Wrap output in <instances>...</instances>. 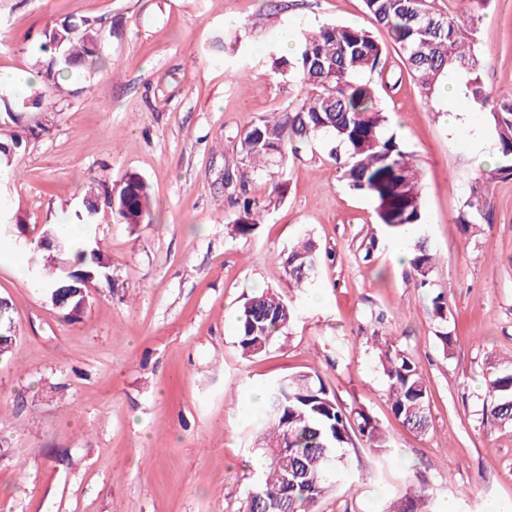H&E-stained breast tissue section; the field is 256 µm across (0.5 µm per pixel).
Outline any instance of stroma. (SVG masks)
Here are the masks:
<instances>
[{
  "label": "stroma",
  "instance_id": "obj_1",
  "mask_svg": "<svg viewBox=\"0 0 512 512\" xmlns=\"http://www.w3.org/2000/svg\"><path fill=\"white\" fill-rule=\"evenodd\" d=\"M85 21L99 33L98 66L74 70L58 96L42 85L23 96L0 90V138H23L0 206L39 232L130 173L145 178L155 205L144 224L96 216L91 234L109 267L75 320L34 287L27 247L0 235V296L16 333L0 362V512H236L259 480L255 433L239 428V415L268 381L314 369L388 441L348 449L317 512H380L421 476L434 505L512 512V425L481 416L487 359L512 355V178L491 185L493 223L462 232L455 219L479 173L474 154L495 150L493 133L477 149L467 127L449 128V111L468 109L455 80L451 96L426 99L392 51L387 67L402 82L379 93L421 174L418 234L439 256L431 287L447 293L455 319L446 351L395 256L410 242L380 236L373 203L339 179L324 144L252 177L249 194L266 210L251 236L234 231L240 213L224 176L240 167V137L299 99L271 70V47L282 30L325 23L388 42L363 0H0V69L34 71L46 31ZM477 39L485 87L512 98V0H490ZM304 238L336 259L295 288L283 260ZM264 288L299 317L246 360L237 315ZM376 335L419 367L428 432H409L391 413Z\"/></svg>",
  "mask_w": 512,
  "mask_h": 512
}]
</instances>
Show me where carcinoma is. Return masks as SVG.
Listing matches in <instances>:
<instances>
[{
  "mask_svg": "<svg viewBox=\"0 0 512 512\" xmlns=\"http://www.w3.org/2000/svg\"><path fill=\"white\" fill-rule=\"evenodd\" d=\"M367 14L384 28L392 46L399 51L407 72L430 99L442 80L452 71L459 73L461 87L473 108L486 115L496 136L498 163L469 186L465 209L455 223L467 227L488 224L491 219L488 196L496 179L512 178V98H500L488 91L480 79V57L475 11L450 15L440 11L436 0H363ZM98 41L92 24L77 38L63 25L45 34L39 51L50 55L37 75L51 89H61L65 73L96 64ZM387 47L370 30L353 25L326 24L315 31L300 33L291 55L269 52L272 70L294 79L301 98L292 109L253 121L241 137V187H246L256 164L268 167L310 148L317 140L333 144L329 156L347 186L370 197L375 203L377 224L393 235L406 224L424 223L420 173L412 156L390 131L389 116L376 94L375 86H390L394 74L385 69ZM22 139L13 134L0 143V168L12 165L8 149L16 150ZM112 212L127 224H141L150 216V193L145 180L128 174L113 189ZM243 216L236 233L247 236L260 223L264 207L249 197L240 201ZM48 230L63 243V251L30 266L45 292L67 284L66 275L87 271L100 274L104 254L89 245L73 251L57 227ZM334 260L332 253L320 255L315 242L306 239L288 253L285 273L298 286L313 282L321 258ZM436 262L426 239L415 242L409 264L415 285H429ZM429 311L438 322L443 349L454 344L448 331L447 296L439 292L429 300ZM298 317L295 308L270 291L258 293L244 303L238 316L237 346L245 359L266 353L279 334ZM394 417L408 430L425 433L431 426L430 394L414 359L405 351L387 346L382 361ZM490 403L483 408L482 422L512 424V359H491L486 367ZM265 423L256 437L265 466L260 483L248 493L244 512H316L315 505L336 489L338 470L334 453L354 446L361 437L374 448L387 446L386 436L363 410H347L329 390L316 371L273 380L263 388ZM428 484L418 486L392 501L382 512H428Z\"/></svg>",
  "mask_w": 512,
  "mask_h": 512,
  "instance_id": "carcinoma-1",
  "label": "carcinoma"
}]
</instances>
